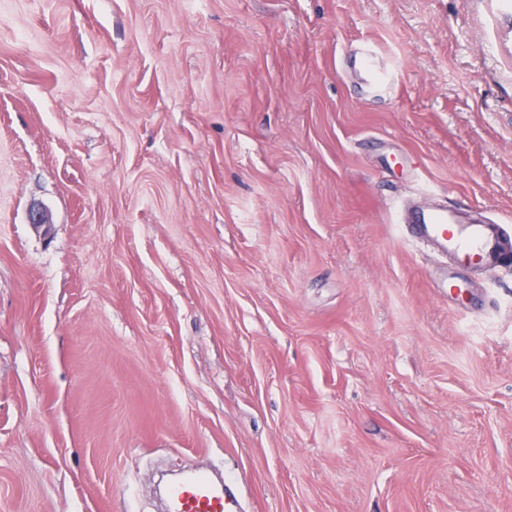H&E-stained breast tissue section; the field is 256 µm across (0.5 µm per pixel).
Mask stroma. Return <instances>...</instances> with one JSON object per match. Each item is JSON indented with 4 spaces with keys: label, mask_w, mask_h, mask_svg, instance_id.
Masks as SVG:
<instances>
[{
    "label": "stroma",
    "mask_w": 512,
    "mask_h": 512,
    "mask_svg": "<svg viewBox=\"0 0 512 512\" xmlns=\"http://www.w3.org/2000/svg\"><path fill=\"white\" fill-rule=\"evenodd\" d=\"M428 189L512 227V0H0V512H512V277L435 296ZM358 60L364 84L372 92H387L395 87L394 74L373 43L363 44ZM236 477L219 485L198 473L180 477L169 493L168 512H239L241 505L232 490Z\"/></svg>",
    "instance_id": "35a3bbf8"
}]
</instances>
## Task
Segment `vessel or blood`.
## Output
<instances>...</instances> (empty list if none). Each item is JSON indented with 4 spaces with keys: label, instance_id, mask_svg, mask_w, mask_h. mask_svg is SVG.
<instances>
[{
    "label": "vessel or blood",
    "instance_id": "vessel-or-blood-1",
    "mask_svg": "<svg viewBox=\"0 0 512 512\" xmlns=\"http://www.w3.org/2000/svg\"><path fill=\"white\" fill-rule=\"evenodd\" d=\"M359 68L365 85L375 93L394 88V74L374 44H364ZM404 240L431 246L443 263L431 271L430 281L437 296L447 297L453 288H463L470 304L486 311L488 294L484 286L461 280L459 268L512 274V230L493 221L463 220L456 210L445 206L411 207L402 216ZM234 478L213 483L208 477L190 473L180 477L169 493L168 512H240L233 491Z\"/></svg>",
    "mask_w": 512,
    "mask_h": 512
}]
</instances>
